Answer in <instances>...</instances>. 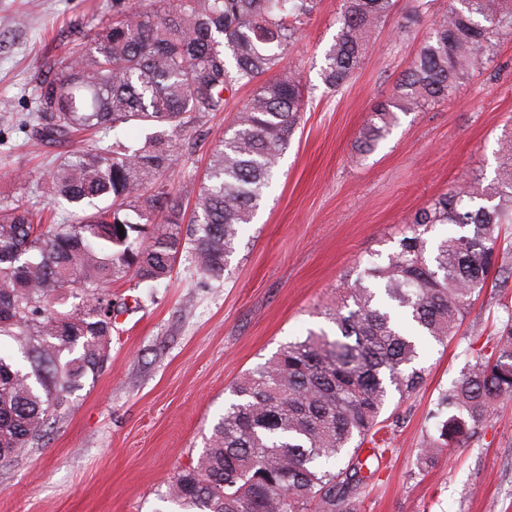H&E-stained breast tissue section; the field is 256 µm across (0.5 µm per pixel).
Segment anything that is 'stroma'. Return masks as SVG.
<instances>
[{"label":"stroma","mask_w":512,"mask_h":512,"mask_svg":"<svg viewBox=\"0 0 512 512\" xmlns=\"http://www.w3.org/2000/svg\"><path fill=\"white\" fill-rule=\"evenodd\" d=\"M412 5L399 0L356 77L335 92L321 71L341 0H321L284 61L309 89L300 127L223 279L183 259L157 287L113 285L131 306L116 319L111 358L47 436L0 463V512H166L171 478L197 465L238 378L308 331L334 334L328 313L344 281L382 261L416 210L452 186L490 182L497 141L512 131V37L448 102L399 114L372 154L355 151L366 115L430 34L427 15L401 29ZM116 10L115 0H0L1 195L45 207L51 159L82 143L29 138L33 78L88 46ZM250 94L236 89L224 111L188 129L193 153L169 171L186 207L212 146ZM511 309L512 285L489 280L459 335L426 343L424 383L390 400L389 450L371 463L357 512H512V399L428 468L415 465L439 392L493 344Z\"/></svg>","instance_id":"obj_1"}]
</instances>
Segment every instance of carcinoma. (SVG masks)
<instances>
[{
  "label": "carcinoma",
  "mask_w": 512,
  "mask_h": 512,
  "mask_svg": "<svg viewBox=\"0 0 512 512\" xmlns=\"http://www.w3.org/2000/svg\"><path fill=\"white\" fill-rule=\"evenodd\" d=\"M398 0H342L324 84L349 83L370 37ZM317 0H137L99 29L88 48L37 78L30 135L62 143L97 136L88 151L60 155L48 202L69 207L61 224H41L22 197L0 198V461L44 438L72 394L110 359L112 285L155 288L182 254L218 280L252 223L304 110L300 73L282 56ZM512 36V0H447L393 93L376 104L356 138L372 154L397 113L447 101L471 73L495 60ZM255 86L211 150L185 220L167 173L186 153L181 132L212 112L225 93ZM134 127L142 139L109 138ZM487 185H458L408 221L387 261L372 262L329 313L336 327L288 343L234 384V401L214 426L198 465L171 480L177 512H357L359 453L388 451L378 437L393 394L423 383L417 337L444 344L466 318L470 299L499 263L501 230L512 224V132ZM453 224L463 232L428 245L425 234ZM124 235H119V229ZM86 301L65 309L70 294ZM512 398V315L491 350L436 401L438 435L419 450L423 465L465 427L485 422Z\"/></svg>",
  "instance_id": "cac0c4a2"
}]
</instances>
